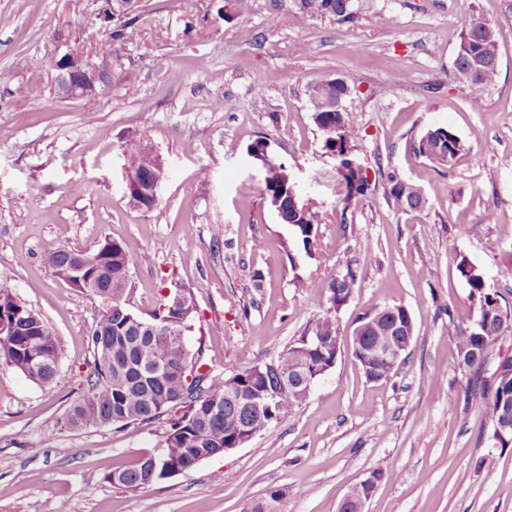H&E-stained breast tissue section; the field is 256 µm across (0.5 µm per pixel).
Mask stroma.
Listing matches in <instances>:
<instances>
[{"mask_svg": "<svg viewBox=\"0 0 512 512\" xmlns=\"http://www.w3.org/2000/svg\"><path fill=\"white\" fill-rule=\"evenodd\" d=\"M100 3L0 0V280L64 347L48 386L0 360V512H250L272 488L285 491L278 512H337L372 470L382 478L364 512H512V446L496 444L485 408L467 402L448 334L477 315L458 258L512 312V279L500 275L512 263V0H354L349 23L303 14L295 0H140L138 21L112 42L111 96L62 97L57 50L107 40ZM475 19L499 44L478 109L454 70ZM336 78L350 89L371 185L348 205L308 98ZM438 126L467 146L444 166L409 147ZM261 136L317 204L315 256L292 245L266 199L267 171L248 152ZM134 140L165 164L149 212L124 195ZM390 173L421 189V208L394 206ZM106 237L133 254L137 314L167 290L193 289L185 344L220 376L283 354L330 307L318 282L352 266L335 366L249 443L145 488L112 484L113 471L159 454L169 425L62 426L88 388L102 303L43 259ZM384 305L410 312L414 338L406 361L373 382L348 338Z\"/></svg>", "mask_w": 512, "mask_h": 512, "instance_id": "stroma-1", "label": "stroma"}]
</instances>
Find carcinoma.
Listing matches in <instances>:
<instances>
[{"mask_svg":"<svg viewBox=\"0 0 512 512\" xmlns=\"http://www.w3.org/2000/svg\"><path fill=\"white\" fill-rule=\"evenodd\" d=\"M297 5L310 16H333L341 22L355 18L353 0H297ZM115 9L112 20L118 24L98 52L103 58L112 54V40L121 38L125 28L136 21L131 15L135 5L124 10L117 5ZM460 39L477 44L490 57L499 54L496 32L487 22L472 21ZM497 74L498 69L490 66L477 79L465 82L472 107L482 106ZM338 94L334 86L322 90L317 84L309 92V104L313 120L324 134L323 149L338 160V174L348 205L354 197L365 195L370 184L362 170L350 166L359 139L358 130L350 123L348 112L328 106ZM411 150L418 157L444 165L465 151V144L451 129L440 126L433 128L432 134L425 133L413 140ZM127 153L137 182L149 188L157 172L158 157L139 142L129 143ZM277 169L276 162H268L267 199L281 223L291 230L293 243L310 255L318 242V230L313 228L318 217L315 204L302 197L293 184L281 181ZM389 183V196L397 209L409 211L422 207L424 197L417 186L393 175L389 176ZM44 260L58 277L76 288L81 280L91 281L94 294L103 302L100 318L90 334L95 356L93 378L89 380L88 392L68 408L65 424L73 429L109 424L128 427L170 416V430L160 453L131 468L114 471L112 483L133 490L150 486L145 467L151 462L159 469L178 463L189 470L196 458L242 436V427L250 425L252 433L258 434L278 422L292 407L286 395L281 398L280 406L263 414L242 402L229 401L224 380L231 379L243 389H250L251 364L240 365L223 378L206 376L197 369L199 359L190 356L179 332L146 328L145 323L152 322L158 313L146 319L129 308L132 255L127 243L105 238L90 251L54 248L44 254ZM457 270L470 288L477 317L468 327L448 323V334L455 337L460 364L468 372V399L484 405L492 424L496 425L500 421V404L512 403V356L501 358L496 371L488 376L482 355L502 337L508 317L503 315L497 295L487 290L482 274L473 264L463 257L457 262ZM356 285L357 275L349 266L329 280L315 285L302 283L305 288L323 289L333 310L353 296ZM380 311L384 312L381 320L365 331L354 346V356L361 365L363 351L372 349L379 337L389 335L388 329L395 321L412 322L403 306H382ZM195 313L193 292L188 289L181 310L172 321L178 327L191 328ZM308 332L321 341V345L302 352L308 369L329 365L337 359L340 346L336 344L339 326L335 315L329 312L316 319ZM303 341L304 338H299L278 357L282 374L294 368L295 355ZM62 357L59 339L39 315L16 299L12 285L0 280V358L32 381L49 385L55 379Z\"/></svg>","mask_w":512,"mask_h":512,"instance_id":"cac0c4a2","label":"carcinoma"}]
</instances>
